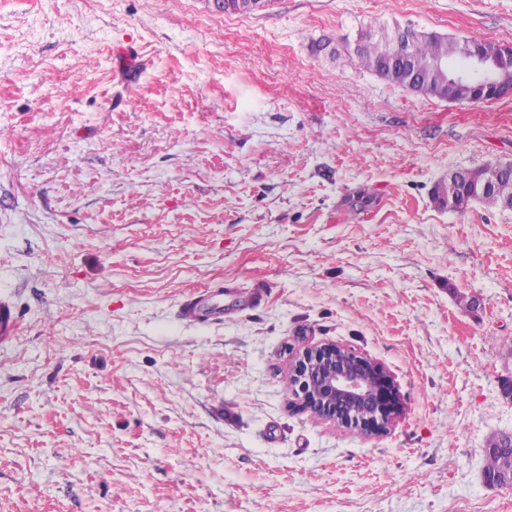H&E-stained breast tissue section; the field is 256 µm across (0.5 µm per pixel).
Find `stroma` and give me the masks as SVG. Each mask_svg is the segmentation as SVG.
I'll use <instances>...</instances> for the list:
<instances>
[{
    "label": "stroma",
    "instance_id": "obj_1",
    "mask_svg": "<svg viewBox=\"0 0 512 512\" xmlns=\"http://www.w3.org/2000/svg\"><path fill=\"white\" fill-rule=\"evenodd\" d=\"M388 24L512 45V0H0V512H512V209L434 207L512 161V98L359 66ZM134 47L135 84L114 76ZM259 307L187 325L200 287ZM477 296L471 311L460 296ZM382 363L378 438L294 409L288 358ZM501 161H488L478 169H458L454 174L437 183L432 191V202L439 209H447L448 202L454 201L450 211L460 212L467 208L471 200L468 198L470 185L480 172H497L501 169ZM512 162L503 163L502 172L510 170ZM231 296L239 310H246L264 303L268 298V291L265 284L257 282L252 288H236ZM501 466V457L497 455H486V466L484 478L485 481L493 486H511L512 485V465L511 468L505 470L499 474H489L494 473Z\"/></svg>",
    "mask_w": 512,
    "mask_h": 512
}]
</instances>
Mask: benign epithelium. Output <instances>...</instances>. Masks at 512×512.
<instances>
[{
    "label": "benign epithelium",
    "instance_id": "7a95c632",
    "mask_svg": "<svg viewBox=\"0 0 512 512\" xmlns=\"http://www.w3.org/2000/svg\"><path fill=\"white\" fill-rule=\"evenodd\" d=\"M414 29H402L394 53L407 59L414 50ZM467 68L434 59L430 68L448 75V88H466L469 99L499 100L512 96V45L486 40L463 46ZM288 383L301 408L337 426L367 436H381L400 412L397 390L384 367L336 344L309 345L288 364Z\"/></svg>",
    "mask_w": 512,
    "mask_h": 512
}]
</instances>
